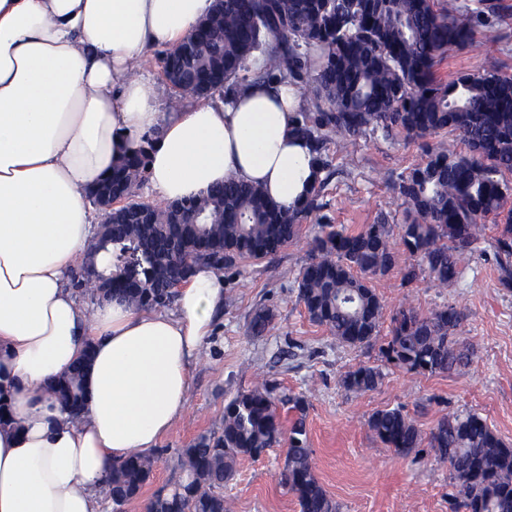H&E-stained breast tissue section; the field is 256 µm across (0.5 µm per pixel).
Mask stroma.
Masks as SVG:
<instances>
[{"label":"stroma","instance_id":"stroma-1","mask_svg":"<svg viewBox=\"0 0 512 512\" xmlns=\"http://www.w3.org/2000/svg\"><path fill=\"white\" fill-rule=\"evenodd\" d=\"M496 2L501 40L489 43L482 28H475L469 47L449 49L441 61L443 80L485 69L512 74V0ZM325 154L333 175L319 202L329 223L350 232L381 217L402 223L395 185L408 168L424 162L417 142L402 136L363 139L346 152L331 143ZM317 217L304 221L302 241L288 243L277 256L245 260L225 271L224 285L233 301L218 314L194 366L187 407L160 445L177 448L218 430L225 404L265 375L282 391L305 397L315 472L340 512H450L447 464L426 451L404 459L394 456L367 420L377 410L399 407L427 434L445 414L475 412L512 444V290L499 284L492 248L501 228L494 218L486 219L482 253L458 282L445 288L425 281L405 286L402 272L410 257L399 253L396 266L372 282L383 305L377 344L354 348L310 322L298 300L296 278L311 258L307 241L318 231ZM408 300L424 314L447 305L463 312L453 334L475 347L465 368L424 376L387 362L380 347L390 336L393 316ZM258 307L271 309L274 320L269 332L257 338L250 335L248 320ZM361 365L378 368L382 382L365 394L349 392L343 378ZM287 448L283 442L259 458L239 461L224 490L231 512H300L296 497L281 484Z\"/></svg>","mask_w":512,"mask_h":512}]
</instances>
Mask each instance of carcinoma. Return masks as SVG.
I'll list each match as a JSON object with an SVG mask.
<instances>
[{"label": "carcinoma", "instance_id": "1", "mask_svg": "<svg viewBox=\"0 0 512 512\" xmlns=\"http://www.w3.org/2000/svg\"><path fill=\"white\" fill-rule=\"evenodd\" d=\"M497 6L488 0H216L212 14L165 54V75L173 86L235 90L245 82L278 81L311 84L320 104L316 112L299 113L297 136L316 154L323 177L304 205L293 212L278 209L257 186L229 180L213 186L203 198L152 207L150 221L133 208L113 216L101 237L93 238L89 257L104 250L114 271L96 275L87 287L91 299L111 284L110 292L142 308L169 306L171 291L185 280L193 265L203 262L218 271L245 259L276 255L301 232V221L320 210L317 197L330 177L323 155L335 140L342 149L367 137L394 139L403 135L422 140L427 160L402 174L396 185L404 205L399 239L415 258L403 273L410 285L424 278L445 288L456 281L483 240L481 221H503L494 248L500 283L512 288V210L504 202L512 194L505 173H512V76L496 70L466 72L447 83L435 67L452 47L467 46L474 24L486 27L489 42L501 39L489 21ZM264 59L254 71L249 58ZM456 133L470 149L462 155L444 141L426 137ZM480 145L484 153L473 156ZM153 141L145 137L122 163L101 180L120 196L146 173ZM204 213L205 224L188 216ZM166 242H182L171 251ZM138 254L135 267L127 254ZM311 261L298 279V299L310 321L342 344L369 347L376 340L382 304L373 279L396 263L393 225L381 218L356 233L333 224L320 225L311 240ZM455 306L422 314L409 305L392 319L390 339L381 347L388 362L417 374H448L465 367L475 348L450 335L462 320ZM274 313L255 309L249 332L261 337ZM86 362H77L54 390L70 417L85 411L82 377ZM382 373L360 365L349 371L343 385L354 393L378 387ZM269 379L237 393L225 406L217 431L199 435L169 452L156 448L133 453L107 478L106 498L112 512L138 497L158 464L169 458L178 479L157 489L147 512H230L224 486L244 457L256 458L281 442L283 430L277 404L288 406L295 418L288 429L283 484L294 494L300 512H339L320 483L307 446L306 400L301 395L276 394ZM369 430L393 453L409 457L423 441L434 457L448 463L449 494L458 512H512V445L505 443L475 413L442 416L429 436L398 408L381 409L368 419Z\"/></svg>", "mask_w": 512, "mask_h": 512}]
</instances>
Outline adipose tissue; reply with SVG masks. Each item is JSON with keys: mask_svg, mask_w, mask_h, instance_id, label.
<instances>
[{"mask_svg": "<svg viewBox=\"0 0 512 512\" xmlns=\"http://www.w3.org/2000/svg\"><path fill=\"white\" fill-rule=\"evenodd\" d=\"M213 0H0V512H99L114 466L183 414L191 367L224 308V277L195 265L175 311L83 305L70 284L91 237L86 190L143 136L159 202L228 179L299 208L318 177L286 83L161 108L142 71L179 45ZM92 352L72 420L48 392Z\"/></svg>", "mask_w": 512, "mask_h": 512, "instance_id": "1", "label": "adipose tissue"}]
</instances>
